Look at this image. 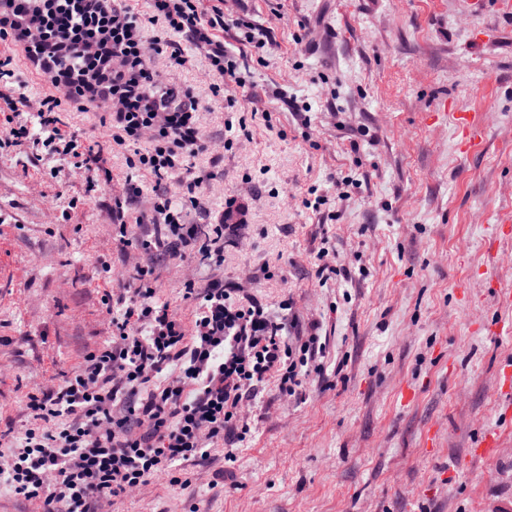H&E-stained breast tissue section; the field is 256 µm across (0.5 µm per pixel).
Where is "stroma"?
Listing matches in <instances>:
<instances>
[{
    "mask_svg": "<svg viewBox=\"0 0 512 512\" xmlns=\"http://www.w3.org/2000/svg\"><path fill=\"white\" fill-rule=\"evenodd\" d=\"M233 16L270 28L249 50L235 105L192 53L151 63L190 87L208 150L188 224L224 225V263L139 258L186 335L197 287L251 279L290 334L326 340L321 376L295 394L276 379L245 401L251 433L218 443L129 491L114 512H512V14L497 0H237ZM18 47L0 77V136L26 124L7 97L46 91ZM481 116L483 146L462 151L450 113ZM136 147L112 144L109 186L87 190L44 132L0 147V430L26 403L108 342L107 295L129 283L112 221L126 179L149 239L157 185ZM348 176L349 193L337 187ZM324 205H315L317 197ZM328 249L336 272L317 275ZM500 453L471 455L484 429Z\"/></svg>",
    "mask_w": 512,
    "mask_h": 512,
    "instance_id": "35a3bbf8",
    "label": "stroma"
}]
</instances>
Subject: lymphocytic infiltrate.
Segmentation results:
<instances>
[{"label":"lymphocytic infiltrate","mask_w":512,"mask_h":512,"mask_svg":"<svg viewBox=\"0 0 512 512\" xmlns=\"http://www.w3.org/2000/svg\"><path fill=\"white\" fill-rule=\"evenodd\" d=\"M150 6L164 30L155 40L158 54L181 67L186 47H193L225 85L244 87L246 50L264 47L265 29L246 26L236 52L217 35L224 0L207 11L199 0H150ZM0 39L19 46L53 87L36 98L19 94L15 106L33 111L50 139L64 140L88 187L108 185L112 173L103 151L82 133H63L69 110L105 113L116 143L146 142L138 162L156 181L178 180L191 195L201 188L193 165L207 149L196 118L201 103L153 70L142 23L127 0H0ZM180 205L159 196L145 249L223 265V225L205 230L183 223ZM152 273L133 264L114 303L110 341L61 382L30 395L25 428L0 431V446L14 459L0 470L1 492L38 502L42 512H96L158 473L180 483L178 462L246 437L251 426L241 403L269 377L278 376L281 390L292 395L311 374L323 373L319 336H284L283 323L241 287L216 281L200 290L186 282L182 298L197 305L195 334L186 336L169 305L156 300Z\"/></svg>","instance_id":"lymphocytic-infiltrate-1"}]
</instances>
